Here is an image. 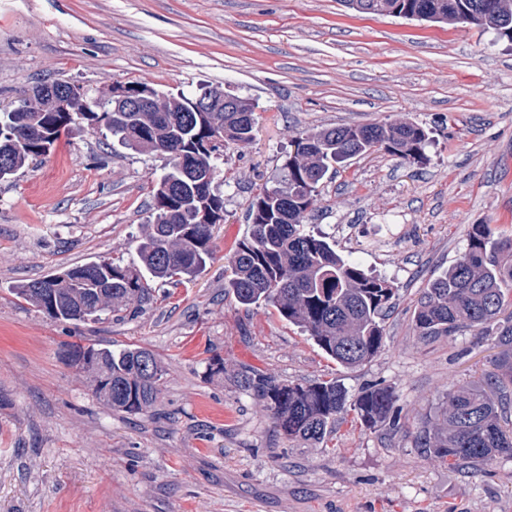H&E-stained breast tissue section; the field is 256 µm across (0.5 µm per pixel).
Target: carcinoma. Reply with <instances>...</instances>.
I'll return each mask as SVG.
<instances>
[{
	"label": "carcinoma",
	"instance_id": "1",
	"mask_svg": "<svg viewBox=\"0 0 512 512\" xmlns=\"http://www.w3.org/2000/svg\"><path fill=\"white\" fill-rule=\"evenodd\" d=\"M374 14L411 10L421 21L492 31H512V0H369ZM148 90L154 111H125L120 104ZM220 87L193 95L117 82L92 89L68 82H44L24 90L17 104L0 113V171L6 181L50 154L62 131L77 121L107 132L123 147L161 154L166 172L156 183L151 224L126 265L88 262L66 269L46 289L60 321L99 320L130 304L152 300L149 282L178 285L212 256L213 230L224 220V196L214 187L223 144L252 141L255 104L240 97L245 112H195ZM65 99L68 111L57 110ZM224 142L213 141L217 127ZM427 131L410 121L341 125L302 132L285 156L282 177L249 205L250 231L233 249L227 287L238 303L270 306L311 337L336 364L353 369L378 353L383 321L393 308L396 288L384 277L345 259L320 235L305 229L320 186L336 166L356 156L385 151L415 164L425 160ZM34 279L16 293L41 308ZM421 336H453L464 331L496 337L502 352L476 381L448 390L445 407L418 438V447L450 465L487 463L512 457V236H495L489 224H475L466 250L452 266L428 281L414 310ZM92 360L85 361V353ZM68 365L86 374L94 393L113 410L137 413L161 392L163 368L148 349L119 352L76 344ZM112 378V389L101 386ZM247 384L266 399L276 425L290 438L320 442L339 416L353 411L367 428L387 423L396 428L401 411L393 391L366 388L353 403L339 382L330 380L280 385L262 376Z\"/></svg>",
	"mask_w": 512,
	"mask_h": 512
}]
</instances>
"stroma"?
<instances>
[{"mask_svg": "<svg viewBox=\"0 0 512 512\" xmlns=\"http://www.w3.org/2000/svg\"><path fill=\"white\" fill-rule=\"evenodd\" d=\"M57 80L212 84L253 99L257 123L251 143L224 147V222L206 267L99 322L52 319L14 288L130 262L165 157L81 123L0 182V512H512V458L451 467L415 446L448 389L478 379L500 346L473 332L425 337L413 322L472 225L512 235V43L338 0H0V108ZM396 119L428 131L424 161L353 158L327 176L310 217L397 290L380 351L344 369L224 282L248 206L279 179L298 132ZM77 343L151 350L164 368L157 402L112 410L65 361ZM254 373L333 378L352 401L388 386L400 425L369 429L348 413L324 442L289 439L246 384Z\"/></svg>", "mask_w": 512, "mask_h": 512, "instance_id": "35a3bbf8", "label": "stroma"}]
</instances>
